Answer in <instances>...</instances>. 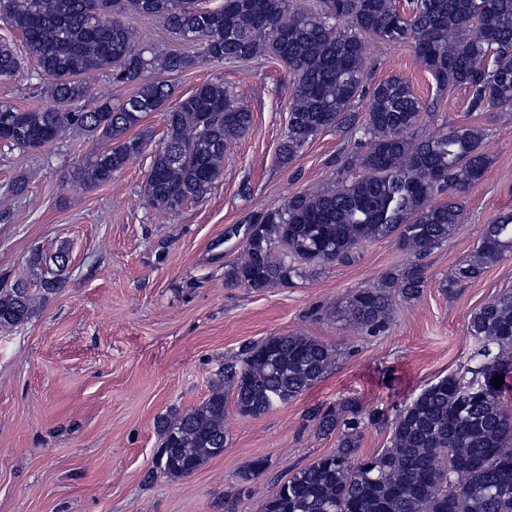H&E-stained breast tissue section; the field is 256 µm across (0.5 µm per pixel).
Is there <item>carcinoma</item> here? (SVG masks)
I'll return each mask as SVG.
<instances>
[{
  "mask_svg": "<svg viewBox=\"0 0 512 512\" xmlns=\"http://www.w3.org/2000/svg\"><path fill=\"white\" fill-rule=\"evenodd\" d=\"M296 2L220 0L211 7L199 0H0V19L21 33L53 100L41 109L0 101V141L36 150L79 129L105 144L79 178L104 185L147 145L145 136L129 131L171 96L152 71L275 57L294 75L281 162L292 161L318 133L344 130L355 142L341 157L349 176L267 210L224 279L261 292L327 263L349 262L361 243L395 235L416 261L378 287L352 292L344 306L351 324L381 329L391 315L390 289L408 301L421 296L427 273L417 259L448 242L462 223L460 198L482 179L490 159L480 127L417 134L426 105L405 78L366 88V39L410 43L437 89L467 88L475 111L512 110V0H319L313 8ZM127 14L159 20L197 54L172 49L155 55L123 21ZM25 69V59L1 42L0 85ZM91 74L138 91L117 105L95 99L86 81ZM365 91L369 104L360 122L352 107ZM165 122L145 195L153 209L174 213L211 191L224 172V152L249 131L252 113L223 82L207 81L166 110ZM444 194L448 200L434 202ZM511 256L507 211L484 225L474 254L441 287L452 293ZM36 300L23 286L1 289L0 329L25 322ZM468 331L476 348L465 374L430 384L393 416L351 401L315 410L318 433H338L337 448L292 474L260 512H512V413L502 387L479 384L512 369V292L476 309ZM335 356L336 349L300 334L245 347L241 366L224 369L200 406L160 422L165 453L157 468L173 478L190 476L224 454L228 397L240 414L259 416L321 381ZM385 423L390 446L358 456L363 430ZM267 468V459H254L240 485Z\"/></svg>",
  "mask_w": 512,
  "mask_h": 512,
  "instance_id": "carcinoma-1",
  "label": "carcinoma"
}]
</instances>
